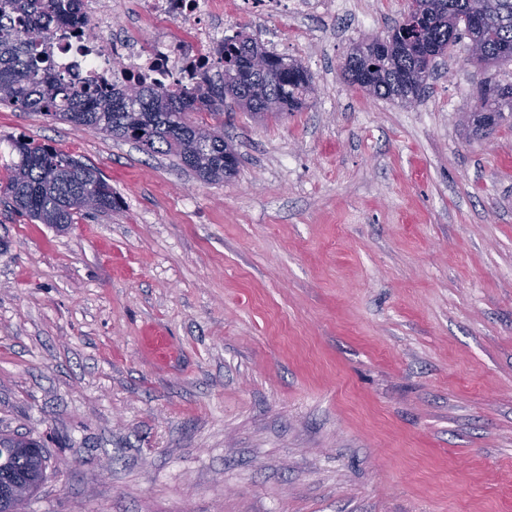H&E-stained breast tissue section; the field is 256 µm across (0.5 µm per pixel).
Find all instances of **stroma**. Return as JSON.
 <instances>
[{
  "label": "stroma",
  "instance_id": "obj_1",
  "mask_svg": "<svg viewBox=\"0 0 512 512\" xmlns=\"http://www.w3.org/2000/svg\"><path fill=\"white\" fill-rule=\"evenodd\" d=\"M233 30L302 63L277 118L224 102L241 157L168 153L0 106L120 207L66 231L0 193V434L42 440L26 512H512V126L463 120L512 64L437 58L415 106L351 85L409 0Z\"/></svg>",
  "mask_w": 512,
  "mask_h": 512
}]
</instances>
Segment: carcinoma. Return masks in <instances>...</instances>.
Here are the masks:
<instances>
[{"label":"carcinoma","mask_w":512,"mask_h":512,"mask_svg":"<svg viewBox=\"0 0 512 512\" xmlns=\"http://www.w3.org/2000/svg\"><path fill=\"white\" fill-rule=\"evenodd\" d=\"M82 0H0V105L41 112L88 132L131 140L148 152L173 154L197 178L222 181L239 164L224 140V98L231 97L256 117L300 112L315 92L312 75L299 62L267 50L252 37L224 38L216 49L221 70L192 86L141 81L78 83L55 62L49 49L54 32L86 24ZM420 34L440 56L462 40L479 48L486 68L512 62V0H411ZM412 30L396 24L390 47L381 52L371 40L354 46L353 65L372 75L364 91L376 98L404 100L422 95L433 69L409 50ZM466 123L480 137L512 120V83L485 81ZM203 141L207 151L193 163L190 153ZM16 160L4 191L14 208L31 220L65 230L88 214L119 208L118 197L101 171L71 154L32 139L12 140ZM40 442L0 435V486L17 474H37L41 456L12 449L15 442Z\"/></svg>","instance_id":"cac0c4a2"}]
</instances>
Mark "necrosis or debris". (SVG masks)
I'll use <instances>...</instances> for the list:
<instances>
[{
	"instance_id": "necrosis-or-debris-1",
	"label": "necrosis or debris",
	"mask_w": 512,
	"mask_h": 512,
	"mask_svg": "<svg viewBox=\"0 0 512 512\" xmlns=\"http://www.w3.org/2000/svg\"><path fill=\"white\" fill-rule=\"evenodd\" d=\"M239 12L267 19L292 12L306 13L326 8L329 0H235ZM88 25L96 32L89 50L81 51L70 33L51 41L58 64L84 77L111 78L112 59L121 57L120 78L132 77L147 83H172L190 79L210 68V49L217 40L215 30L202 25V16L223 14V0H136V25L151 30L150 39H110L112 9L109 0H84Z\"/></svg>"
}]
</instances>
